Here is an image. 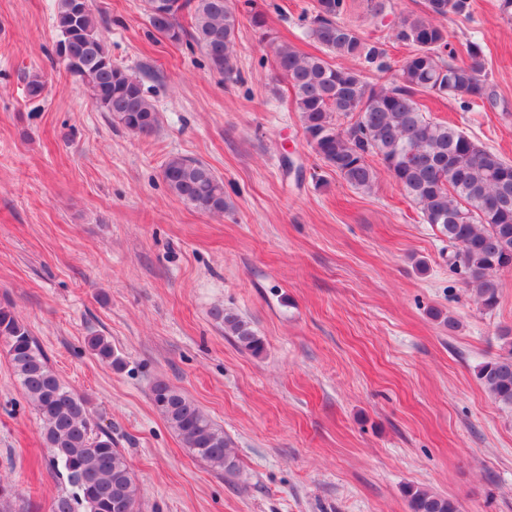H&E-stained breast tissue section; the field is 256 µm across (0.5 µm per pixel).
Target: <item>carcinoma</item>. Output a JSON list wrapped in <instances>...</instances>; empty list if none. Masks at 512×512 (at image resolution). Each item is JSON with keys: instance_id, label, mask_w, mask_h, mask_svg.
Instances as JSON below:
<instances>
[{"instance_id": "1", "label": "carcinoma", "mask_w": 512, "mask_h": 512, "mask_svg": "<svg viewBox=\"0 0 512 512\" xmlns=\"http://www.w3.org/2000/svg\"><path fill=\"white\" fill-rule=\"evenodd\" d=\"M150 26L172 41L191 40L216 71L234 73L237 0H145ZM470 0H425L420 13L391 24V37L410 48L392 68L385 43L363 38L343 21L345 0H312L308 35L328 54L355 59L388 75L386 84L366 83L359 69L332 64L281 41L274 56L278 74L291 86L304 135L321 164L350 187L371 192L378 160L396 185L419 207L423 221L448 240L450 266L464 275L482 307L491 311L500 297L499 274L512 269V162L479 145L456 125L430 118L421 96L450 98L468 109L489 97L483 78L484 55L477 42L466 44L467 60L447 62L446 30L437 20L470 15ZM187 15L184 26L180 16ZM55 23L66 48L68 70L79 77L94 105L128 131L148 135L157 125L154 104L140 80L112 62L101 21L91 6L56 0ZM27 95L41 97L45 81L24 77ZM344 117L346 124L338 123ZM162 176L181 201L208 213L228 207L224 181L205 163L171 156ZM211 315L224 335L254 355L264 340L238 312L215 308ZM4 340L21 390L43 425L50 468L71 487L55 499L51 512H138V488L125 455L112 435L92 419L88 401L76 395L50 365L27 325L9 305H0ZM503 352L483 363L477 377L499 404L512 408V330L501 334ZM89 349L112 366V343L87 339ZM154 408L196 459L226 475L239 463L224 429L186 394L158 380L151 389ZM410 512H459L456 499L431 490L406 489Z\"/></svg>"}]
</instances>
